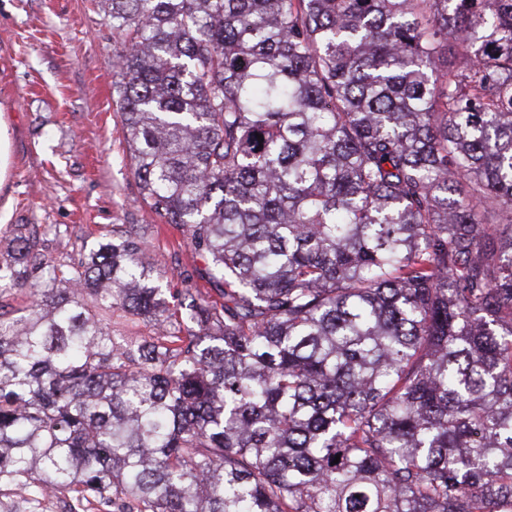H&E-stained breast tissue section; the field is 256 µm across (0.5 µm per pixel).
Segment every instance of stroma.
<instances>
[{
	"instance_id": "35a3bbf8",
	"label": "stroma",
	"mask_w": 512,
	"mask_h": 512,
	"mask_svg": "<svg viewBox=\"0 0 512 512\" xmlns=\"http://www.w3.org/2000/svg\"><path fill=\"white\" fill-rule=\"evenodd\" d=\"M122 47L97 0H0V119L9 166L0 183V247L17 224L68 233L52 257L78 256L122 227L144 233L169 302L209 295L206 261L140 195L112 94Z\"/></svg>"
}]
</instances>
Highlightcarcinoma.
Returning <instances> with one entry per match:
<instances>
[{
	"label": "carcinoma",
	"instance_id": "obj_1",
	"mask_svg": "<svg viewBox=\"0 0 512 512\" xmlns=\"http://www.w3.org/2000/svg\"><path fill=\"white\" fill-rule=\"evenodd\" d=\"M100 2L215 299L170 304L142 235L53 263L16 225L0 509L512 512V0ZM112 329L115 336H125L139 341L155 335V329L151 325L130 321L119 312L112 315Z\"/></svg>",
	"mask_w": 512,
	"mask_h": 512
}]
</instances>
